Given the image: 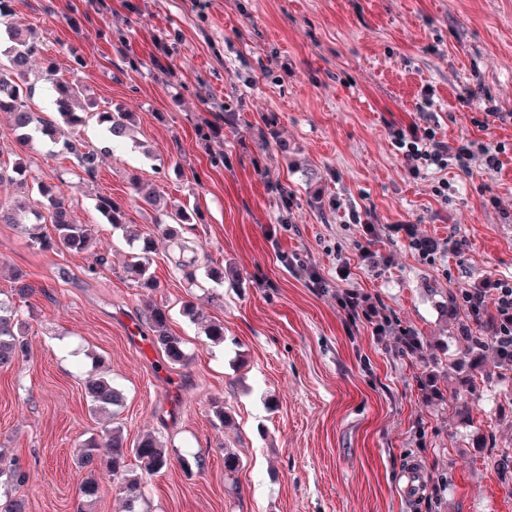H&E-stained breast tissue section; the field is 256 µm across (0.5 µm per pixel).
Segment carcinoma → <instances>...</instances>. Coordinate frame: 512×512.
I'll use <instances>...</instances> for the list:
<instances>
[{
    "label": "carcinoma",
    "mask_w": 512,
    "mask_h": 512,
    "mask_svg": "<svg viewBox=\"0 0 512 512\" xmlns=\"http://www.w3.org/2000/svg\"><path fill=\"white\" fill-rule=\"evenodd\" d=\"M11 0H0V34H5V48H0V114L9 117L12 126L35 132L40 138L53 142L58 152L75 158L81 171L91 176L95 174L98 153L83 150L79 140L60 139L57 123L41 117L28 105L33 87L29 84V63L40 51L33 38L23 34L14 26ZM43 71L51 83L56 111L63 122L71 127L84 126L90 122L101 127L114 143L125 141L131 136L134 126V113L122 106L97 110L94 102L76 108L75 104L84 96V89L78 83L56 74L55 63L45 60ZM9 180L19 183L27 190L24 202L12 204L0 201V223L15 224V213L25 214L26 231L29 240L44 251L86 252L97 247V235L91 224L77 223L71 206L67 203L64 190L59 185H47L39 181H28L27 167L19 161L7 171L0 166V183ZM96 210L112 225V231L125 233L129 249L124 266L126 278L140 288L147 297L144 317L152 341L161 350L166 360L174 367H183L190 360L186 340L170 328L167 307L152 300L159 288L156 278L149 273L152 254L157 249V238L161 237L176 245L178 249L176 267L182 272L188 284L202 288L206 285H220L224 282V265L213 261L204 263L195 248L185 240L184 234L203 223L202 215L184 206L173 204L162 213L155 225L156 233L137 235L128 232L126 208L118 200L99 195ZM53 227L54 235L44 232L45 225ZM33 292L26 277H17L14 295L18 300L0 299V368L8 367L26 351V340L20 314V303ZM440 307L456 321L458 339L464 342L463 358L456 368L461 371L458 387L477 388L478 378L483 376L486 358L493 357L500 368H512V354L504 337L486 334L483 326L495 325V306L484 308L477 314L466 296L448 295ZM84 390L92 409L100 414L115 417L123 406L122 390L112 379L93 368L84 378ZM107 468L112 475L121 479L120 491L123 495L122 512H141L144 502L145 482L142 477L129 471L128 459L133 458L148 475H156L169 467L172 450L166 442L151 432H147L133 443H128L123 430L114 426L107 432ZM99 444L88 438L79 445L77 455L84 467L95 468L99 459ZM241 468L239 454L232 448H224V481L226 488L238 491L237 475Z\"/></svg>",
    "instance_id": "cac0c4a2"
}]
</instances>
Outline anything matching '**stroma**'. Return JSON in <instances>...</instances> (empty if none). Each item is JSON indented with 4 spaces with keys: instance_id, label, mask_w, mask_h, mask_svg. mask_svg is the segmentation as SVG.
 <instances>
[{
    "instance_id": "obj_1",
    "label": "stroma",
    "mask_w": 512,
    "mask_h": 512,
    "mask_svg": "<svg viewBox=\"0 0 512 512\" xmlns=\"http://www.w3.org/2000/svg\"><path fill=\"white\" fill-rule=\"evenodd\" d=\"M11 6L58 74L75 76L99 108L134 112L137 125L81 179L73 160L17 140L0 115V166L20 158L43 182L67 181L76 219L100 241L95 255L54 254L0 224V297L17 270L33 289L27 354L0 368V448L27 473L9 493L29 512H121L104 468L96 500L81 504L76 465L78 444L104 441L115 424L128 441L153 432L203 460L190 475L174 461L152 476L143 512H512V371L459 390L448 363L462 344L439 309L447 294L512 280V0ZM426 90L433 105L423 110ZM220 103L224 130L201 141L197 128ZM411 126L504 146L503 164L488 169L479 155L466 171L453 160L413 170L389 135ZM149 191L198 209V250L236 271L223 301L202 304L224 324L215 344L180 314L191 290L159 242L155 299L193 355L177 369L153 344L140 290L122 272L125 247L95 209L98 195L122 198L130 230L148 234ZM421 237L436 240L434 254L413 248ZM98 255L106 264L93 275ZM347 292L368 297L390 334L352 318ZM400 331L419 349L407 351ZM96 362L125 393L112 421L85 397ZM213 396L234 427L216 425ZM228 446L243 460L236 498L224 482ZM411 465L423 480L413 500Z\"/></svg>"
}]
</instances>
